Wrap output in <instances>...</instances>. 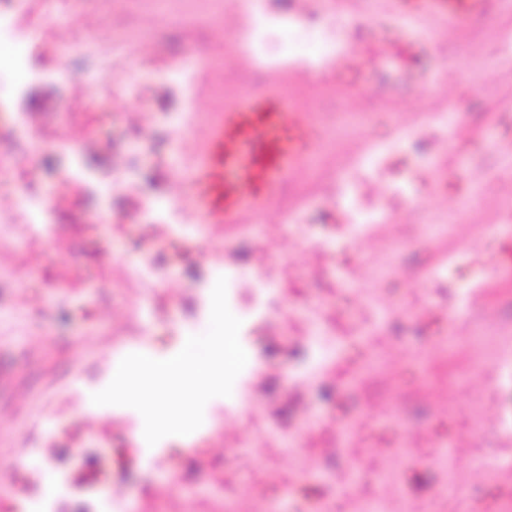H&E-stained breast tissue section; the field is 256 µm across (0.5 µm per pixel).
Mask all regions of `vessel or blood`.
Listing matches in <instances>:
<instances>
[{"label":"vessel or blood","mask_w":512,"mask_h":512,"mask_svg":"<svg viewBox=\"0 0 512 512\" xmlns=\"http://www.w3.org/2000/svg\"><path fill=\"white\" fill-rule=\"evenodd\" d=\"M499 0H384L405 27H448L471 35ZM205 133L180 169L195 223L238 224L266 209L288 179L319 155L297 94L280 83L225 99L204 115Z\"/></svg>","instance_id":"obj_1"}]
</instances>
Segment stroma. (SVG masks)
Here are the masks:
<instances>
[{"mask_svg": "<svg viewBox=\"0 0 512 512\" xmlns=\"http://www.w3.org/2000/svg\"><path fill=\"white\" fill-rule=\"evenodd\" d=\"M0 12L15 15L24 30H39L42 47L32 71L12 69L14 49L0 44V70L8 71L14 95L0 101V215L9 216L20 193L35 187L53 201L54 221L40 238L20 229L14 244L0 250V356L13 368L0 382V458L27 448V469L0 471V512H27L31 499L58 497V512H152L169 503L174 512H197L207 500L231 493L249 499L269 493L268 512H320L331 490L317 474L299 475L297 456L312 451L323 467L337 463L372 471L383 460L372 448L349 449L337 460L331 449H313L312 421L300 413L308 404L325 416L328 405L316 392L288 389V378L300 365L292 330L304 307L313 301L335 306L334 294L315 287L280 289L273 324L245 321V309L231 305L242 319L239 340L248 361L238 382L255 381L257 403L270 419L257 432L251 413L237 409L235 397L210 399L212 416L187 436L171 435L155 445L139 437L141 414L126 406H98L92 396L111 381L115 366L131 353L154 359L177 354L192 335L210 324L197 286L212 269L207 254H240L243 280L261 276L260 251L293 278H304L313 264L305 241L277 206L255 216L245 231L225 236L201 224L185 234L157 225L150 236L140 230L142 198L168 190L175 162L190 154L203 128L192 124L177 135L167 113L190 104L192 112L214 107L236 92L243 66L235 51L238 26L225 15L222 0H169L168 18L151 13L144 0H0ZM355 24L362 37L376 42L409 43L414 63L397 62L380 74L350 81L344 67L311 74L286 64L272 66L276 78L299 93L305 103L319 96L343 101L364 118L374 104L394 106L396 121L429 108L445 107L460 115L448 132L445 161L449 174L436 168L416 169L418 193L410 207L458 206L475 190L470 173L482 147L512 141V59L497 42L461 44L446 29L428 35L408 32L388 19H370L368 8L356 5ZM142 33L118 68L85 52L90 42L104 41L112 31ZM185 57L196 68L189 95L167 83L163 66ZM467 78H460L459 67ZM73 75L89 72L91 85L63 84L59 70ZM495 89L481 99L479 87ZM26 113L29 139L16 137L17 115ZM91 173L77 179L73 160ZM141 173L131 190L116 188L102 195L98 185L112 179L116 162ZM170 263L175 282L152 288L132 286L144 253ZM139 308L144 318L135 341L114 344L116 317ZM233 412L225 420V412ZM229 430V446L214 443V434ZM274 461L277 479L259 485L258 471Z\"/></svg>", "mask_w": 512, "mask_h": 512, "instance_id": "35a3bbf8", "label": "stroma"}]
</instances>
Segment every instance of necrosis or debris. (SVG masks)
Returning a JSON list of instances; mask_svg holds the SVG:
<instances>
[{
	"label": "necrosis or debris",
	"mask_w": 512,
	"mask_h": 512,
	"mask_svg": "<svg viewBox=\"0 0 512 512\" xmlns=\"http://www.w3.org/2000/svg\"><path fill=\"white\" fill-rule=\"evenodd\" d=\"M272 2L225 4L243 14L237 51L250 65L241 82L246 92L257 86L272 59L319 73L347 55L343 30L334 17L319 15L313 0H292L285 10ZM312 113L328 159L316 163L307 178L289 182L281 206L296 233H303L310 213L332 214L337 237L370 240L374 249L354 291V318L313 302L295 325L305 362L293 374L292 386H322L347 367L358 393L384 419L403 425L396 436L372 438L355 419L326 440L340 456L350 447L389 448L393 455L372 475L380 488L374 495L365 492L358 469H336L329 482L339 496L328 499L321 512H424L398 472L400 458L423 440L437 451L431 512H512V291L492 300L486 296L489 250L512 260V207L497 194L499 181H512V151L480 158L475 205L483 223H466L456 208L436 207L414 217L407 211L413 190L409 168L441 150L457 113L419 112L400 127L380 121L358 151L350 145L354 121L345 106L320 102ZM50 221L39 194L26 192L14 220L0 224V249L10 247L16 225H27L36 235ZM283 280L279 266L266 262L252 288L254 319L270 321ZM416 280L436 300L417 322L433 339L432 353L445 381L458 386L479 376L485 380L483 387L471 388L464 403L440 404L411 367L389 368L390 347L406 317L391 297ZM453 312L459 315L454 335H435L441 315Z\"/></svg>",
	"instance_id": "1"
}]
</instances>
